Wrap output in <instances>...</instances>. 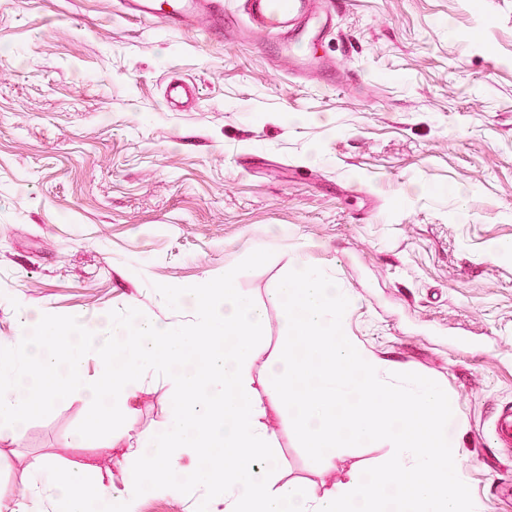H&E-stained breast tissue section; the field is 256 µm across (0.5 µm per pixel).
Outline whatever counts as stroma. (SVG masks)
Here are the masks:
<instances>
[{
    "instance_id": "stroma-1",
    "label": "stroma",
    "mask_w": 512,
    "mask_h": 512,
    "mask_svg": "<svg viewBox=\"0 0 512 512\" xmlns=\"http://www.w3.org/2000/svg\"><path fill=\"white\" fill-rule=\"evenodd\" d=\"M318 48L331 73L296 76L248 46L126 17L117 0H0V344L22 310L93 323L171 310L160 284L206 283L256 248L236 288L266 304L252 390L287 328L269 305L296 260L348 295L342 327L369 358L448 393V438L478 512H512V451L489 428L512 404V0H333ZM192 97L169 102L170 80ZM171 379L147 372L133 420L86 439L70 395L0 440V512H57L37 468L132 480L123 456L164 431ZM262 422L281 477L321 495L376 441L310 460L285 406Z\"/></svg>"
}]
</instances>
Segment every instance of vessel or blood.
I'll return each mask as SVG.
<instances>
[{"label":"vessel or blood","instance_id":"obj_1","mask_svg":"<svg viewBox=\"0 0 512 512\" xmlns=\"http://www.w3.org/2000/svg\"><path fill=\"white\" fill-rule=\"evenodd\" d=\"M244 25L224 23L222 0H120L127 16L160 20L181 29L194 28L200 19H208L215 34L263 48L276 46L280 59L302 71L321 66L317 46L322 35L333 27V15L327 0H242ZM497 447H512V408L505 407L496 416L491 430Z\"/></svg>","mask_w":512,"mask_h":512}]
</instances>
